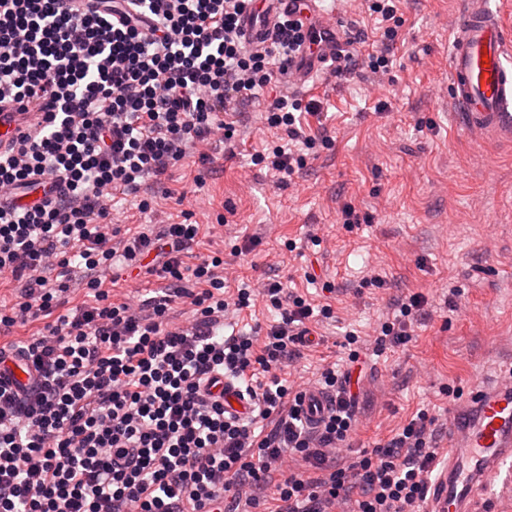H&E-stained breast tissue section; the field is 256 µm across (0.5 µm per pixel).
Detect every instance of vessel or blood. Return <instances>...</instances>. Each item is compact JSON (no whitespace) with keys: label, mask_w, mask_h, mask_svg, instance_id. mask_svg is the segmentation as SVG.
Here are the masks:
<instances>
[{"label":"vessel or blood","mask_w":512,"mask_h":512,"mask_svg":"<svg viewBox=\"0 0 512 512\" xmlns=\"http://www.w3.org/2000/svg\"><path fill=\"white\" fill-rule=\"evenodd\" d=\"M264 13L246 16L242 28L259 41L278 15L302 6L303 17L314 21L317 0H265ZM338 39L308 45L302 65L290 72L297 87L309 84L325 64L341 52ZM452 92L463 117L473 130L497 136L512 135V32L503 25L494 0H463L450 55ZM34 112L0 111V151L9 148L28 125ZM224 412L243 418L252 405L233 381H225ZM332 408L328 392L307 387L301 414L318 426ZM447 458L434 481L427 512H474L472 504L491 483L512 490V385L501 383L476 388L471 400L448 423Z\"/></svg>","instance_id":"obj_1"}]
</instances>
